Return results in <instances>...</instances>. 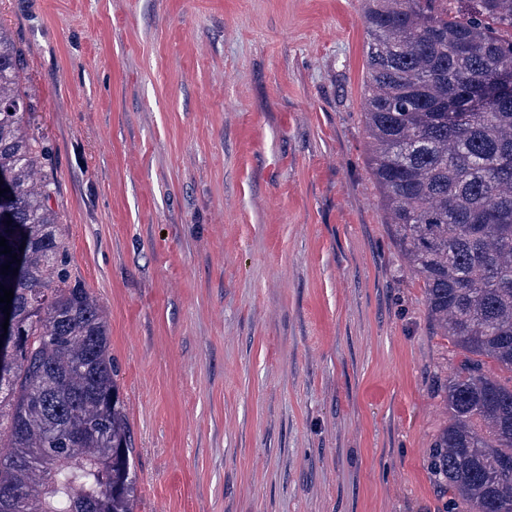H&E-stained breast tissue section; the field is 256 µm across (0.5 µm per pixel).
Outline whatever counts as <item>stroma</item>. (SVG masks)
<instances>
[{"label": "stroma", "instance_id": "35a3bbf8", "mask_svg": "<svg viewBox=\"0 0 512 512\" xmlns=\"http://www.w3.org/2000/svg\"><path fill=\"white\" fill-rule=\"evenodd\" d=\"M364 0H0L137 512H441L452 346L368 164Z\"/></svg>", "mask_w": 512, "mask_h": 512}]
</instances>
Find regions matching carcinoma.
Wrapping results in <instances>:
<instances>
[{"label": "carcinoma", "mask_w": 512, "mask_h": 512, "mask_svg": "<svg viewBox=\"0 0 512 512\" xmlns=\"http://www.w3.org/2000/svg\"><path fill=\"white\" fill-rule=\"evenodd\" d=\"M364 122L386 221L461 360L430 470L446 512H512V0H367ZM0 27V512H135L137 466L108 323L72 274ZM17 260H12V254ZM18 272H13V269ZM9 322L8 329L1 324Z\"/></svg>", "instance_id": "cac0c4a2"}]
</instances>
